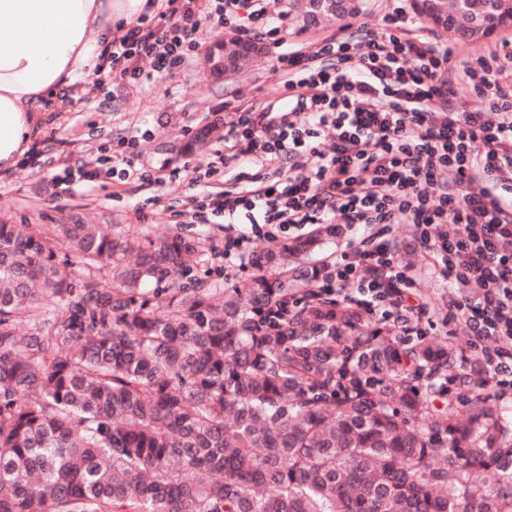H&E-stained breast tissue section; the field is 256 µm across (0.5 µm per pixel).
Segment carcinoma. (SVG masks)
Returning <instances> with one entry per match:
<instances>
[{
  "label": "carcinoma",
  "mask_w": 512,
  "mask_h": 512,
  "mask_svg": "<svg viewBox=\"0 0 512 512\" xmlns=\"http://www.w3.org/2000/svg\"><path fill=\"white\" fill-rule=\"evenodd\" d=\"M442 8L464 38L458 12L512 25V0ZM320 244L187 287L200 240L1 222L0 512H512V418L480 362L450 393L453 349L324 294L300 261Z\"/></svg>",
  "instance_id": "carcinoma-1"
}]
</instances>
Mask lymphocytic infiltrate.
Here are the masks:
<instances>
[{
	"instance_id": "obj_1",
	"label": "lymphocytic infiltrate",
	"mask_w": 512,
	"mask_h": 512,
	"mask_svg": "<svg viewBox=\"0 0 512 512\" xmlns=\"http://www.w3.org/2000/svg\"><path fill=\"white\" fill-rule=\"evenodd\" d=\"M241 25L268 37L288 33V16L270 17L266 0H166L112 41L120 79L151 80L188 62L199 17ZM402 8L380 31L346 25L307 50L277 58L281 87L294 106L236 111L224 123V163L245 160L262 172L232 190H208L191 202L239 222L226 228L224 265L244 262L260 241L310 224H360L370 235L352 254L325 261L324 290L370 294L401 335L416 333L427 311L397 258L394 226L416 230L433 267L465 286L449 300V320L493 341L484 353L512 388V53L466 68L479 100L451 99L455 47L407 34ZM329 149H321V142Z\"/></svg>"
}]
</instances>
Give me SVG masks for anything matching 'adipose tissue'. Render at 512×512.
Masks as SVG:
<instances>
[{
	"instance_id": "obj_1",
	"label": "adipose tissue",
	"mask_w": 512,
	"mask_h": 512,
	"mask_svg": "<svg viewBox=\"0 0 512 512\" xmlns=\"http://www.w3.org/2000/svg\"><path fill=\"white\" fill-rule=\"evenodd\" d=\"M146 0H0V169L43 132L45 103L78 98L80 77L110 71L116 23Z\"/></svg>"
}]
</instances>
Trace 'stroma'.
Segmentation results:
<instances>
[{"label":"stroma","instance_id":"1","mask_svg":"<svg viewBox=\"0 0 512 512\" xmlns=\"http://www.w3.org/2000/svg\"><path fill=\"white\" fill-rule=\"evenodd\" d=\"M290 9V0H270L269 13L289 14L287 37L279 43L265 40L266 53L261 59L223 80L207 77L204 60L207 50L223 39L227 29L215 20L204 19L197 33L199 46L184 66L138 84L106 73L91 99L48 105L42 136L15 166L0 171V222L17 225L23 231L39 227L51 233L57 225L82 220L114 224L125 232L147 236L169 231L198 238L211 252L204 262L194 264V275L223 283V216L210 217L205 224H182L170 214L188 197L201 194V187L192 181L191 169L216 161L223 140L212 137L192 154L182 153L180 147L202 127L223 124L224 115L217 110L222 102H233L242 110L265 111L268 104L283 96L274 70L277 56L335 35L343 26L339 20L307 25L291 15ZM424 31L433 41L454 43L456 62L474 68L492 54L512 47V27L477 40L449 38L429 23ZM133 136L138 137L139 144L133 154L123 156L120 143ZM66 160L90 164L100 175L91 182H73L69 191H61L52 183L51 175L60 171ZM128 165L149 172L150 180L111 176V169ZM396 235L399 254L415 283L414 291L430 304L421 322L426 337L454 344L457 356L453 373L469 372L480 351L471 347L465 323L448 319L452 291L447 281L426 259L409 225H401Z\"/></svg>","mask_w":512,"mask_h":512}]
</instances>
